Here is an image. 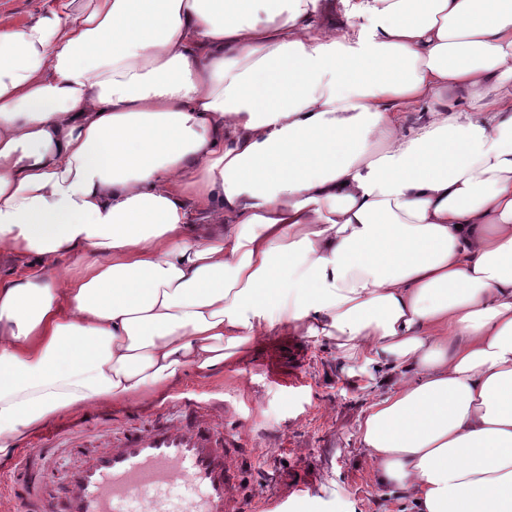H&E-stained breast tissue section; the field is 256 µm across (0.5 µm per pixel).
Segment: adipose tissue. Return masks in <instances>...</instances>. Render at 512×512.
Segmentation results:
<instances>
[{
    "instance_id": "1",
    "label": "adipose tissue",
    "mask_w": 512,
    "mask_h": 512,
    "mask_svg": "<svg viewBox=\"0 0 512 512\" xmlns=\"http://www.w3.org/2000/svg\"><path fill=\"white\" fill-rule=\"evenodd\" d=\"M56 0L0 29V457L301 324L414 512H512V0ZM402 103L420 110L399 112ZM46 267L38 258L31 256L28 258L14 259L11 255H0V279L22 274L24 272L41 271ZM10 275V276H8Z\"/></svg>"
}]
</instances>
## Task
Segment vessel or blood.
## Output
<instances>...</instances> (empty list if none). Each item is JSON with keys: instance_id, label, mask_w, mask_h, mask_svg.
Masks as SVG:
<instances>
[{"instance_id": "b4317fda", "label": "vessel or blood", "mask_w": 512, "mask_h": 512, "mask_svg": "<svg viewBox=\"0 0 512 512\" xmlns=\"http://www.w3.org/2000/svg\"><path fill=\"white\" fill-rule=\"evenodd\" d=\"M180 405L184 420L108 434L92 452L80 429L64 427L81 465L57 490L43 446L17 459L8 483L16 512H242L226 495L229 441L217 411L204 400Z\"/></svg>"}]
</instances>
